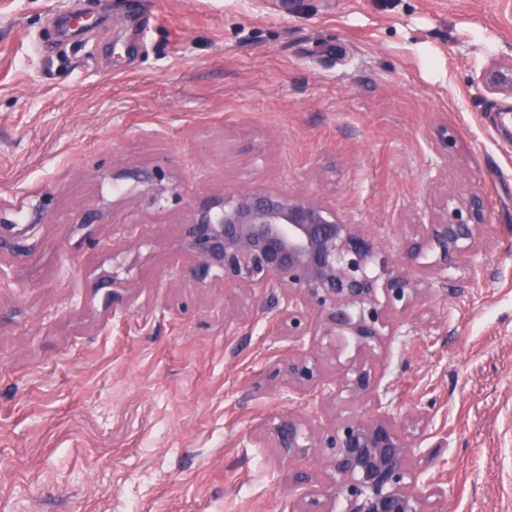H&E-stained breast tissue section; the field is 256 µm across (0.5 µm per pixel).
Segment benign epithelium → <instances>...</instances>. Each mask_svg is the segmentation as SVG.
Listing matches in <instances>:
<instances>
[{"label": "benign epithelium", "instance_id": "7a95c632", "mask_svg": "<svg viewBox=\"0 0 512 512\" xmlns=\"http://www.w3.org/2000/svg\"><path fill=\"white\" fill-rule=\"evenodd\" d=\"M486 90L512 97V62L489 66ZM165 199L163 176L137 170ZM487 206L477 192L453 194L415 225L413 235L386 251L361 224L342 220L316 195H294L255 183L245 191L196 201L186 225L187 246L197 258L193 277L221 273L224 286L252 300L253 311H273L282 335L350 338L361 357L333 386L322 382L319 356L288 355L270 374L285 393L312 391L325 402L346 398L361 413L313 426L290 410L261 422L249 440L276 448L288 460L319 456L323 481L299 471L288 482L304 487L292 512H447L446 491L427 469L443 470L437 444L426 466L412 465L427 437L428 417L415 409L381 410L379 380L365 357L380 344L398 314L422 299L431 276L470 265L479 251ZM34 228L0 219V248ZM422 275L417 277L413 270Z\"/></svg>", "mask_w": 512, "mask_h": 512}]
</instances>
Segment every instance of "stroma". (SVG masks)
<instances>
[{
  "label": "stroma",
  "instance_id": "obj_1",
  "mask_svg": "<svg viewBox=\"0 0 512 512\" xmlns=\"http://www.w3.org/2000/svg\"><path fill=\"white\" fill-rule=\"evenodd\" d=\"M510 61L512 0H0V218L43 214L0 251V512H290L282 475H320L250 434L358 406L284 398L274 315L225 321L241 291L189 274L192 201L256 182L386 249L484 197L479 271L433 281L375 364L383 406L428 414L448 512H512V98L479 83ZM300 346L328 383L354 353Z\"/></svg>",
  "mask_w": 512,
  "mask_h": 512
}]
</instances>
